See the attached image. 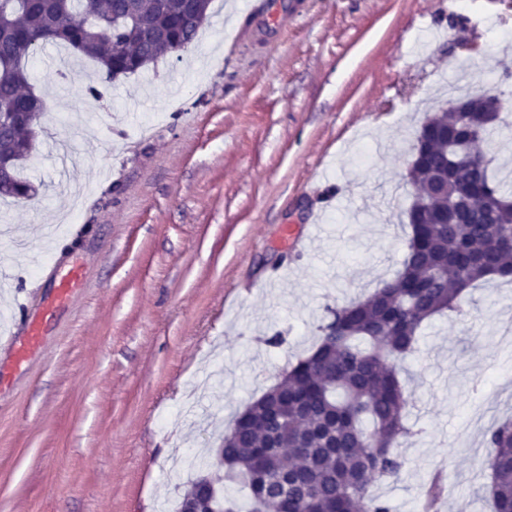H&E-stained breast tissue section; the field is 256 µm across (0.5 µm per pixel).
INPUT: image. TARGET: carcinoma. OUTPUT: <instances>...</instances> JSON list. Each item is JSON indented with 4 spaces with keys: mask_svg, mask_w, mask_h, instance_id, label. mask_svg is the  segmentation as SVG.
Segmentation results:
<instances>
[{
    "mask_svg": "<svg viewBox=\"0 0 512 512\" xmlns=\"http://www.w3.org/2000/svg\"><path fill=\"white\" fill-rule=\"evenodd\" d=\"M211 0H0V198L34 192L18 168L35 146L46 112L28 91L25 61L47 43L96 61L99 85L134 74L166 54L180 55L209 18ZM465 115L442 112L416 134L408 170L418 194L394 280L369 297L326 306L318 342L288 362L279 383L234 419L208 470L180 503L202 512H238L201 488L228 480L250 493L251 512H391L373 491L401 478L400 451L422 430L406 419L401 362L416 351L424 325L463 312L465 291L512 277V191L491 175L492 159L460 165L461 151L500 134L501 118L481 98L458 100ZM492 489L487 512H512V423L489 433Z\"/></svg>",
    "mask_w": 512,
    "mask_h": 512,
    "instance_id": "1",
    "label": "carcinoma"
}]
</instances>
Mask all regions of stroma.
Returning <instances> with one entry per match:
<instances>
[{
  "mask_svg": "<svg viewBox=\"0 0 512 512\" xmlns=\"http://www.w3.org/2000/svg\"><path fill=\"white\" fill-rule=\"evenodd\" d=\"M243 2L213 0L204 38L99 101L90 60L64 80L58 47L27 63L47 110L19 170L34 196L0 201V336L25 302L44 347L0 364V512H174L325 307L399 269L426 119L482 90L512 126L501 0H288L282 28L240 38ZM465 309L406 362L422 433L377 488L392 512H421L437 475L439 512H484L483 438L512 416V285H479Z\"/></svg>",
  "mask_w": 512,
  "mask_h": 512,
  "instance_id": "35a3bbf8",
  "label": "stroma"
}]
</instances>
